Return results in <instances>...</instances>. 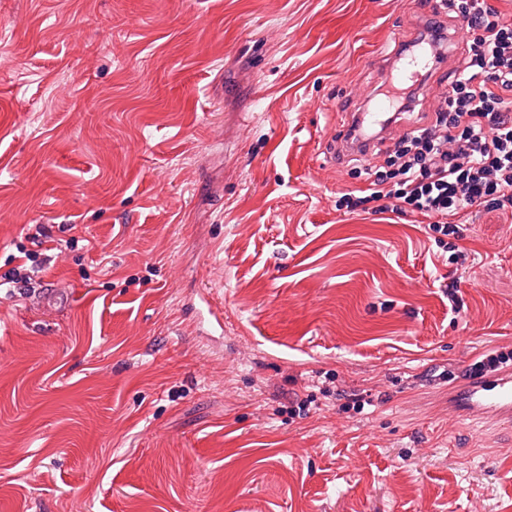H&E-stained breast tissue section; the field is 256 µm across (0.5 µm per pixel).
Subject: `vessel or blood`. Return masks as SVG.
Masks as SVG:
<instances>
[{
  "label": "vessel or blood",
  "instance_id": "obj_1",
  "mask_svg": "<svg viewBox=\"0 0 512 512\" xmlns=\"http://www.w3.org/2000/svg\"><path fill=\"white\" fill-rule=\"evenodd\" d=\"M432 61L425 47H417L401 64L384 65L379 69L380 78L387 83L419 79ZM390 102L378 100L373 111L358 113L360 140H369L377 125L382 124ZM448 405L461 418H496L512 421V371L494 374H470L456 385L448 395Z\"/></svg>",
  "mask_w": 512,
  "mask_h": 512
}]
</instances>
